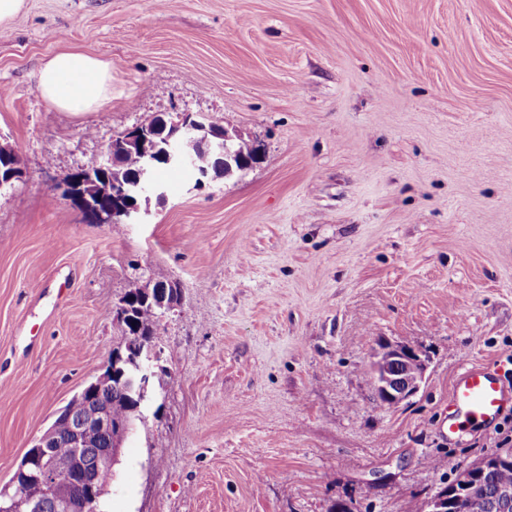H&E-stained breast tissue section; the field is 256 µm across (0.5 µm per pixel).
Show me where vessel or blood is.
<instances>
[{"mask_svg":"<svg viewBox=\"0 0 512 512\" xmlns=\"http://www.w3.org/2000/svg\"><path fill=\"white\" fill-rule=\"evenodd\" d=\"M512 407V385L497 364L463 366L452 383L448 399V432L465 425L490 424Z\"/></svg>","mask_w":512,"mask_h":512,"instance_id":"1","label":"vessel or blood"}]
</instances>
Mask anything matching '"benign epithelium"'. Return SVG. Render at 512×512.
Masks as SVG:
<instances>
[{
    "instance_id": "benign-epithelium-1",
    "label": "benign epithelium",
    "mask_w": 512,
    "mask_h": 512,
    "mask_svg": "<svg viewBox=\"0 0 512 512\" xmlns=\"http://www.w3.org/2000/svg\"><path fill=\"white\" fill-rule=\"evenodd\" d=\"M190 137L200 149L213 157L210 167L197 170L196 184L204 183L210 173L231 169L226 157L228 146L238 139L198 113L184 112L174 117L157 115L147 122L133 127L125 133L120 144H109L103 154L93 163L77 170L81 177L69 178L55 188L56 195L79 206L98 224H133L141 214L138 204L102 208L88 199L84 187L91 184L93 171H108L119 166L118 157L128 148L140 154L142 166L136 178L126 184L113 182L112 198L133 193L144 200L155 195L164 196L162 187L153 179L155 155L171 166H185L190 159L182 150V141ZM127 350L129 357L112 355L105 369L93 381L84 386L77 396L85 401V410L73 418L60 410L55 421L35 440L28 460L35 465V478L39 482L45 499L62 507L63 512H94L96 504L108 492L100 485L83 464L80 453L71 457L52 455L48 448L59 438V422L68 420L70 446L86 447V435L101 431L110 436L111 445L97 456V470L110 469L115 464L119 450L129 433V423L112 418V410L100 403L103 391L112 389V380L119 379L127 390L138 395L139 402L146 400L154 369L159 366L160 353L151 343L140 337L132 339ZM428 359L423 353L407 344L381 342L373 355L372 373L377 387L381 388L386 404L393 407L414 396L425 381ZM512 463V451H503L492 458H481L462 472L456 481L440 489L429 499V512H480L487 499L485 475L487 472ZM20 472H15L9 486L0 490V512H35V504L28 499L19 485Z\"/></svg>"
}]
</instances>
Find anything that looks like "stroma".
<instances>
[{"instance_id":"stroma-1","label":"stroma","mask_w":512,"mask_h":512,"mask_svg":"<svg viewBox=\"0 0 512 512\" xmlns=\"http://www.w3.org/2000/svg\"><path fill=\"white\" fill-rule=\"evenodd\" d=\"M68 45L112 64L92 112L46 105ZM203 113L260 160L160 170L138 223L54 188L129 129ZM0 488L125 338L124 293L180 286L107 512H413L512 418L448 439L462 366L512 382V0H26L0 26ZM382 341L429 357L374 401ZM440 459L432 468L430 459Z\"/></svg>"}]
</instances>
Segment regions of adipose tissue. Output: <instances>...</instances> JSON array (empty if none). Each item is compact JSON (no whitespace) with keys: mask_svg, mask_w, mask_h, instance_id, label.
<instances>
[{"mask_svg":"<svg viewBox=\"0 0 512 512\" xmlns=\"http://www.w3.org/2000/svg\"><path fill=\"white\" fill-rule=\"evenodd\" d=\"M37 85L50 107L87 112L111 99L112 65L84 52L62 48L41 65Z\"/></svg>","mask_w":512,"mask_h":512,"instance_id":"ef3b65f1","label":"adipose tissue"}]
</instances>
